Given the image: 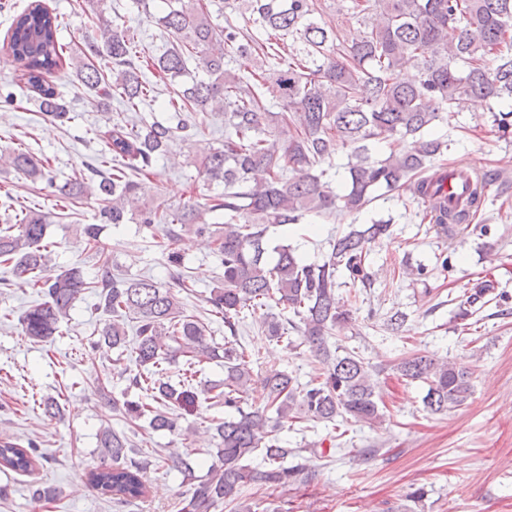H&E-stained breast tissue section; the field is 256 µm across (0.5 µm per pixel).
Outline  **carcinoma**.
Here are the masks:
<instances>
[{
    "label": "carcinoma",
    "instance_id": "1",
    "mask_svg": "<svg viewBox=\"0 0 512 512\" xmlns=\"http://www.w3.org/2000/svg\"><path fill=\"white\" fill-rule=\"evenodd\" d=\"M90 2L97 6L105 38L101 44L96 38L84 42L74 74L95 98H115L127 111L139 110L154 91L146 67L162 81L173 80L190 74L193 59L205 77L179 85L163 105L170 113L165 122L112 123L104 145L116 172L89 167L66 195L72 201L95 196L100 202V223L82 229L88 244L99 240L103 225L130 222L159 229L171 240L186 227L211 238L224 268V287L213 289L207 302L224 320V343L208 341L202 323L185 314L175 290L191 284L176 252L168 255L175 267L170 283L117 278L105 266L91 279L78 263L56 270L44 244L49 216L30 209L19 222L0 228V263L13 267L17 285L42 289L44 301L20 318L23 334L36 342L53 341L75 303L93 289L94 308L110 319L88 346L93 352L131 349L137 372L128 374V388L141 398H114L112 409L133 424L146 420L154 431H176L172 410L190 409L197 401L196 367L223 362L224 379L211 387L213 399L236 415L214 424L220 466L197 480L183 512H214L220 503L249 512L239 502L243 487L275 490L312 476L304 463L286 465L298 450L261 447L275 439L281 422L353 419L375 426L385 421L369 363L353 350L331 349L329 338L355 322L352 310L338 306L339 274L371 287L367 245L391 236L390 221L351 228L333 241L320 263L307 262L289 245L269 255V229L338 208L358 213L403 188L426 203L423 219L435 231L447 234L470 224L492 175L458 171L467 192L465 210L449 211L448 199L435 192L448 171L433 169L434 160L448 151V140L435 129L448 120L446 110L461 112L477 97L502 102L491 112L492 123L503 135L512 134V54L503 53L512 51V0H352L351 10L364 25L352 40L316 20L314 0H224L230 13L252 17L261 37L229 21L215 27L195 0H166L158 24L169 46L156 57L137 50L126 31L105 17V0ZM58 31L57 14L43 0H31L12 18L5 56L22 72L39 111L63 123L69 119L67 104L46 80L65 64ZM419 55L424 57L420 79L402 80L405 61ZM103 56L109 58L111 80L95 64ZM239 59L250 61V67L231 69ZM209 111L224 113V144L198 160L199 174L223 183L224 192L203 207L191 200L172 208L145 202V184L128 178L125 170L148 177L169 143L198 131L197 116ZM379 141L389 144L383 157L371 154ZM341 148L350 149L348 177L337 193L325 180L323 164ZM0 164L34 181L50 180L47 166L27 151L0 153ZM208 213L224 214V223L212 227ZM489 288L482 282L460 302L454 315L459 325L466 326L471 307ZM272 307L292 312L299 322L271 317L262 323L266 335L280 340L288 329L297 331L321 367L303 387L289 373H268L262 380L264 402L245 409L251 370L238 325L244 310ZM181 356V379L173 384L166 375ZM394 370L427 385L423 404L432 414L464 405L472 393L471 373L455 361L414 352L401 357ZM98 447L111 463L90 472L91 487L118 502L144 497L141 462L127 458L128 437L107 424L99 431ZM256 453L258 463L252 460ZM36 462L34 452L0 440L1 467L29 472Z\"/></svg>",
    "mask_w": 512,
    "mask_h": 512
}]
</instances>
